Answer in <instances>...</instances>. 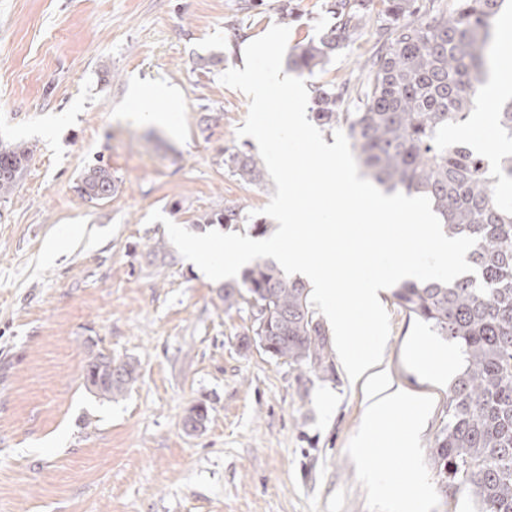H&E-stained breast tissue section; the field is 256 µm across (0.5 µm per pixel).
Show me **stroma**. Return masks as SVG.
I'll use <instances>...</instances> for the list:
<instances>
[{
    "label": "stroma",
    "mask_w": 512,
    "mask_h": 512,
    "mask_svg": "<svg viewBox=\"0 0 512 512\" xmlns=\"http://www.w3.org/2000/svg\"><path fill=\"white\" fill-rule=\"evenodd\" d=\"M290 43L331 24L324 0H296ZM278 0H0V142L32 149L0 200V512H367L346 453L366 395L327 346L313 371L271 358L246 331L251 307L224 305L169 240L164 220L199 232L203 213L262 209L271 178L248 185L224 166L256 142L238 137L248 98L197 60L244 68L245 43L280 21ZM374 22L307 77L346 83L356 111ZM172 88L170 120L138 113L134 82ZM104 160L120 187L83 201L82 170ZM65 252L49 262V243ZM385 364L395 383L434 399L421 434L446 421L453 345L387 295ZM133 362L127 391L84 386L88 341ZM448 360L439 380L419 349ZM208 409L200 428L185 420Z\"/></svg>",
    "instance_id": "obj_1"
}]
</instances>
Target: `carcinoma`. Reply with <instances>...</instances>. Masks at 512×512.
Listing matches in <instances>:
<instances>
[{"instance_id":"obj_1","label":"carcinoma","mask_w":512,"mask_h":512,"mask_svg":"<svg viewBox=\"0 0 512 512\" xmlns=\"http://www.w3.org/2000/svg\"><path fill=\"white\" fill-rule=\"evenodd\" d=\"M373 2L326 0L333 24L288 48V68L310 75L323 69L370 19ZM379 2L388 22L377 29L380 47L364 63L363 104L355 112L340 111L347 85L325 82L315 89L312 117L329 131L346 129L367 174L387 191L429 197L448 236L477 238L469 259L479 279L405 281L395 297L462 355L434 463L473 488L479 512H512V210L496 193L502 178H512V157L493 168L482 152L448 139V132L471 125L474 102L489 77L487 62L498 53L493 29L505 0H452L444 9L426 8L420 0ZM495 121L501 135L512 139V99L499 103ZM30 155L24 142L0 145V199L13 193ZM224 165L247 184L262 181L260 161L245 151L228 153ZM118 188L101 160L86 167L74 186L86 202L110 199ZM247 221L252 234L267 232L265 221H250L235 208L199 218L227 227ZM241 299L254 310L252 336L266 343V353L314 370L325 367V330L302 280L258 261L224 284L225 307ZM110 366L118 370L112 383L98 385V375ZM134 372L131 362L100 350L89 351L83 366L85 386L108 399L126 391Z\"/></svg>"}]
</instances>
